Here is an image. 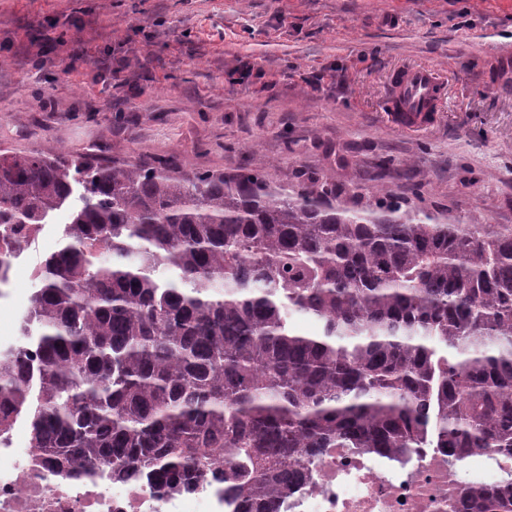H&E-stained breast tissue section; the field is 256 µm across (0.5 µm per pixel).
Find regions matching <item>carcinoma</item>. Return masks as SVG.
Here are the masks:
<instances>
[{
    "mask_svg": "<svg viewBox=\"0 0 512 512\" xmlns=\"http://www.w3.org/2000/svg\"><path fill=\"white\" fill-rule=\"evenodd\" d=\"M69 206L0 350V427L24 421L54 468L167 481L227 463L272 512L324 448L512 456L511 224L364 202L303 169L284 184L175 155L0 149L5 245ZM461 499L512 512V470Z\"/></svg>",
    "mask_w": 512,
    "mask_h": 512,
    "instance_id": "carcinoma-1",
    "label": "carcinoma"
}]
</instances>
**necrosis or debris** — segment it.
Here are the masks:
<instances>
[{
    "label": "necrosis or debris",
    "mask_w": 512,
    "mask_h": 512,
    "mask_svg": "<svg viewBox=\"0 0 512 512\" xmlns=\"http://www.w3.org/2000/svg\"><path fill=\"white\" fill-rule=\"evenodd\" d=\"M279 512H460L465 479L444 448L407 462L358 448H327ZM244 495L207 471L159 489L146 477L76 466L56 473L48 455L0 433V512H246Z\"/></svg>",
    "instance_id": "obj_1"
}]
</instances>
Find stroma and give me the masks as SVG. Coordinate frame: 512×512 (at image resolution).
Segmentation results:
<instances>
[{
    "label": "stroma",
    "mask_w": 512,
    "mask_h": 512,
    "mask_svg": "<svg viewBox=\"0 0 512 512\" xmlns=\"http://www.w3.org/2000/svg\"><path fill=\"white\" fill-rule=\"evenodd\" d=\"M512 0H0V147L21 153L177 155L187 168L305 169L374 187L466 224L512 225ZM124 58L121 87L104 77ZM249 65L245 82L229 74ZM450 67L434 122L397 128L388 79ZM341 67L343 82L313 86ZM58 213L0 286L13 339Z\"/></svg>",
    "instance_id": "35a3bbf8"
}]
</instances>
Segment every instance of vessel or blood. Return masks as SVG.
I'll return each instance as SVG.
<instances>
[{
  "mask_svg": "<svg viewBox=\"0 0 512 512\" xmlns=\"http://www.w3.org/2000/svg\"><path fill=\"white\" fill-rule=\"evenodd\" d=\"M444 75L430 65L404 66L389 78L388 110L394 124L403 130L428 125L443 101Z\"/></svg>",
  "mask_w": 512,
  "mask_h": 512,
  "instance_id": "vessel-or-blood-1",
  "label": "vessel or blood"
}]
</instances>
